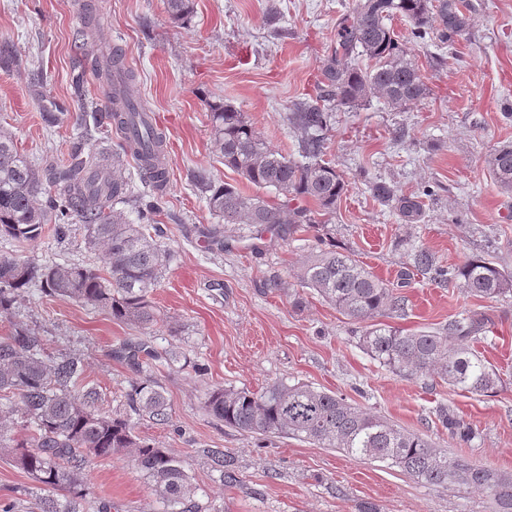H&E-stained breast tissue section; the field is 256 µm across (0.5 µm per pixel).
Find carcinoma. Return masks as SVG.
<instances>
[{"mask_svg":"<svg viewBox=\"0 0 512 512\" xmlns=\"http://www.w3.org/2000/svg\"><path fill=\"white\" fill-rule=\"evenodd\" d=\"M166 5L175 21L191 15L192 0H166ZM463 8L459 0H360L356 16L344 17L337 25L336 47L322 66L316 100L302 102L292 112L293 125L304 134L301 162L268 145L233 106L211 104L213 148L224 167L258 189H274L282 203L271 205L226 182H204L210 213L226 224H257L272 234L282 231L284 224L290 234L315 227L312 211L292 202L311 200L330 213L348 191L346 177L323 160L333 110L371 97L401 108L426 95L423 76L392 27V19H408L414 38L423 39L436 18L448 40L466 29ZM363 56L373 62L371 67L352 65ZM91 69L108 105L103 110L91 107L77 95L83 124L106 123L114 128L122 154L134 161L153 193L140 198L134 222L116 209L131 198L118 160L107 167L80 140L67 148L64 161L38 169L18 154L12 136L0 133V237L34 241L49 221L58 224L62 234L65 225L76 220L86 225L88 246L101 247L107 255L103 272L76 264L38 266L1 255L0 313L14 310L23 290L38 283L48 293L105 308L112 318L145 330L157 323L150 294L170 259L169 250L159 241L163 231L154 223L167 184L162 162L166 135L136 96L134 72L123 54L111 50L92 60ZM487 163L499 186L512 192V143L500 145ZM368 189L407 224L424 220V198L432 195L426 187L416 195H401L381 178L368 182ZM409 256V266L400 274L404 284L416 272L440 284L457 281L468 294L481 299L512 294V272L489 258L472 257L459 266L443 267L431 251L415 245L409 247ZM292 278L358 324V345L395 375L412 379L433 373L448 386L475 394H493L503 382L499 371L474 348L487 326L483 315L469 312L435 331L408 332L379 321L404 313L406 298L326 236L316 237V245ZM110 356L125 362L135 374L126 391L130 411L159 425L169 424L170 406L164 392L141 373L150 360L180 362V352L160 353L147 337L130 336ZM85 368L83 355L76 351L47 353L46 337L30 325L14 323L0 336V401H6L0 406V420L9 422L16 404L22 405L21 435L6 439L0 433V452L9 454L40 491L31 512H85L90 463L114 456L142 473L165 512H210L197 499L182 460L140 438L128 420L100 411L97 389L81 384ZM206 409L237 431L297 437L360 459L387 462L432 485L466 484L487 493L496 512H512L511 473L450 459L447 451L425 436L334 393L284 381L260 392L221 386L209 394ZM439 419L460 439H474V430L448 416V409L440 410ZM195 453L207 469L218 473L221 482L239 481L240 462L234 453L222 448H198Z\"/></svg>","mask_w":512,"mask_h":512,"instance_id":"1","label":"carcinoma"}]
</instances>
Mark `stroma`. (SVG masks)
<instances>
[{
  "mask_svg": "<svg viewBox=\"0 0 512 512\" xmlns=\"http://www.w3.org/2000/svg\"><path fill=\"white\" fill-rule=\"evenodd\" d=\"M87 3L99 23L79 44ZM357 3L194 0L191 17L181 23L170 18L165 0H0V42H11L16 52L13 62L0 66V131L12 135L29 163L43 166L81 135L74 79L83 75L89 98H99L100 87L79 64L111 48L124 52L139 98L166 134L167 203L155 220L171 260L151 294L162 317L151 341L160 350L178 345L191 364L152 368L172 421L163 426L138 419L134 426L139 437L183 460L199 499L215 512H357L365 501L380 512L494 510L487 494L467 485H431L384 462L225 427L204 409L208 391L219 386L258 392L281 380L306 383L425 435L449 457L512 472V295L475 298L458 285L420 276L403 288L406 311L391 318L392 326L418 331L466 312L488 317L476 349L504 383L489 396L460 392L431 375L409 380L380 366L350 335L348 319L314 290L300 289L297 306L287 291L268 288L270 278L287 277L303 260L314 231L288 238L228 228L239 239L257 238L256 252L241 242L227 250L209 237L217 220L199 179L279 201L275 191L256 190L215 156L209 103L232 105L270 146L298 159L302 133L288 116L295 103L315 98L337 24L354 16ZM466 14V31L447 44L434 34L414 41L410 22L393 19L428 94L400 110L376 98L336 109L326 133L325 159L350 187L335 212H316L315 219L332 226L337 245L394 284L408 263L395 245L401 238L450 266L491 255L512 270V193L501 189L487 165L498 145L512 142V0H467ZM50 102L59 109L53 124L44 120ZM375 177L404 195L430 186L424 221L404 223L374 200L366 182ZM85 238L84 225H69L61 236L50 223L31 242L0 239V254L41 266L103 268L101 253L87 249ZM14 322L38 326L50 351L83 353L87 380L100 391L104 411L127 413L132 372L109 351L138 335V328L112 319L104 308L35 286L25 290L13 314L0 315V335ZM442 407L475 430L472 441L442 427ZM199 448L235 453L239 482H220L196 457ZM87 478L92 499L112 503L114 512L161 508L145 477L122 458L95 461Z\"/></svg>",
  "mask_w": 512,
  "mask_h": 512,
  "instance_id": "obj_1",
  "label": "stroma"
}]
</instances>
